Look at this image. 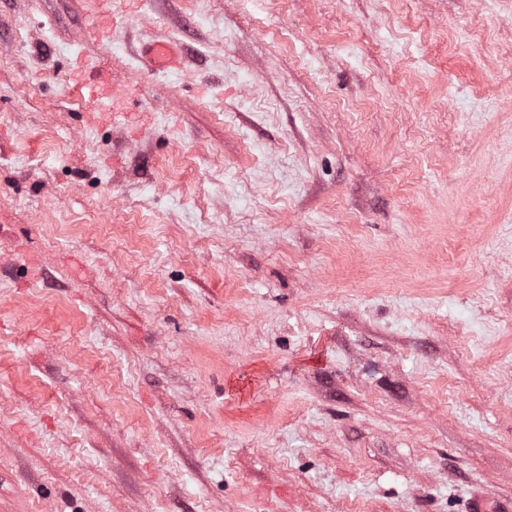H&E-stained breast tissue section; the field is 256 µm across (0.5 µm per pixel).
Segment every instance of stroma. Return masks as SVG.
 <instances>
[{
    "mask_svg": "<svg viewBox=\"0 0 512 512\" xmlns=\"http://www.w3.org/2000/svg\"><path fill=\"white\" fill-rule=\"evenodd\" d=\"M109 7L0 0V512L512 504V0ZM142 54L152 70L175 72L181 67L182 53L175 44L167 42L151 43L143 48ZM71 94L87 103L86 112L108 116L112 123L128 124L131 112H127L125 103L138 99L133 89L126 90L127 97L121 102L112 93V76L100 70H94L71 88Z\"/></svg>",
    "mask_w": 512,
    "mask_h": 512,
    "instance_id": "1",
    "label": "stroma"
}]
</instances>
